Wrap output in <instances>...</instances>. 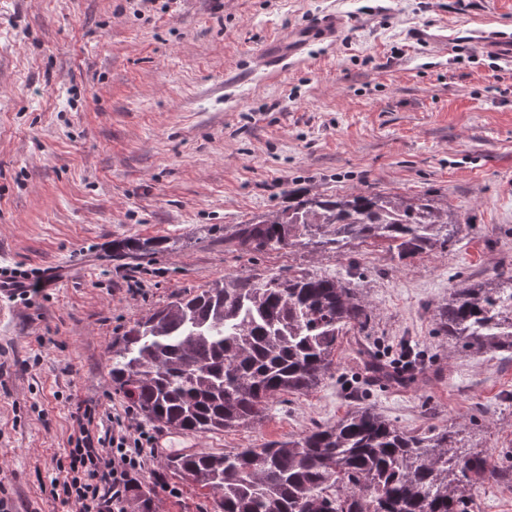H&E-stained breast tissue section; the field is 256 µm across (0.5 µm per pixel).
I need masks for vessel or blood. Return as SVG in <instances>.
I'll use <instances>...</instances> for the list:
<instances>
[{"label": "vessel or blood", "mask_w": 512, "mask_h": 512, "mask_svg": "<svg viewBox=\"0 0 512 512\" xmlns=\"http://www.w3.org/2000/svg\"><path fill=\"white\" fill-rule=\"evenodd\" d=\"M340 25V19L333 13L311 18L268 40L256 54V62L268 71H280L301 60L312 46L332 41Z\"/></svg>", "instance_id": "obj_1"}]
</instances>
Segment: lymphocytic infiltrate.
<instances>
[{
	"label": "lymphocytic infiltrate",
	"instance_id": "1",
	"mask_svg": "<svg viewBox=\"0 0 512 512\" xmlns=\"http://www.w3.org/2000/svg\"><path fill=\"white\" fill-rule=\"evenodd\" d=\"M69 466L55 482L54 499L77 512H127L128 492L135 477L157 452L153 432L143 428L133 411L114 417L110 439L97 436L92 411L75 418Z\"/></svg>",
	"mask_w": 512,
	"mask_h": 512
}]
</instances>
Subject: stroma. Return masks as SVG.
<instances>
[{
  "mask_svg": "<svg viewBox=\"0 0 512 512\" xmlns=\"http://www.w3.org/2000/svg\"><path fill=\"white\" fill-rule=\"evenodd\" d=\"M323 12L344 20L334 42L287 71L247 72L267 39ZM492 31L512 33V0H0V271L56 274L30 299L0 295L8 512H66L51 490L73 413L95 408L108 435L128 406L108 374L113 339L228 274L351 280L371 335L344 337L333 375L276 398L259 426L157 429L162 455L294 438L362 396L400 426L454 428L466 453L512 466V360L465 352L433 322L457 277L512 267V59L481 46ZM367 188L438 195L463 232L403 261L380 245L224 247L289 191ZM124 239L166 247L126 258L114 252ZM405 343L415 371L373 382L368 361L393 362ZM128 512L218 510L154 463Z\"/></svg>",
  "mask_w": 512,
  "mask_h": 512,
  "instance_id": "35a3bbf8",
  "label": "stroma"
}]
</instances>
